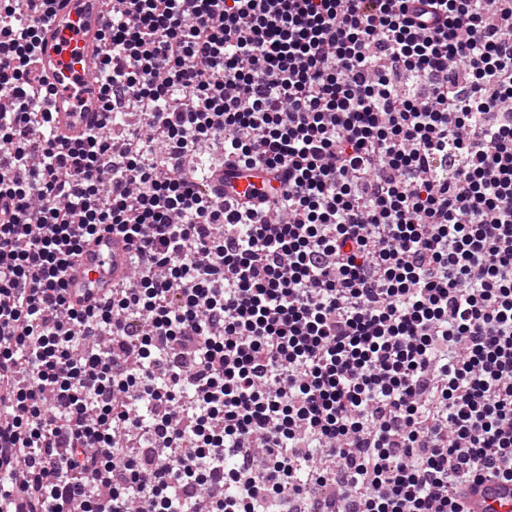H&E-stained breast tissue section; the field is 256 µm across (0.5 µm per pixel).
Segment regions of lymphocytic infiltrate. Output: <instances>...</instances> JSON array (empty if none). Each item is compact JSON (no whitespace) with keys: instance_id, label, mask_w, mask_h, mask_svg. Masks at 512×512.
<instances>
[{"instance_id":"1","label":"lymphocytic infiltrate","mask_w":512,"mask_h":512,"mask_svg":"<svg viewBox=\"0 0 512 512\" xmlns=\"http://www.w3.org/2000/svg\"><path fill=\"white\" fill-rule=\"evenodd\" d=\"M53 2L0 0V512L512 482V0H119L74 142L32 67ZM230 162L288 181L235 205ZM106 228L135 272L74 308Z\"/></svg>"}]
</instances>
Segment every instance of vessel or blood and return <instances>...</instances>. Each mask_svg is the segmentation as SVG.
Masks as SVG:
<instances>
[{
    "label": "vessel or blood",
    "mask_w": 512,
    "mask_h": 512,
    "mask_svg": "<svg viewBox=\"0 0 512 512\" xmlns=\"http://www.w3.org/2000/svg\"><path fill=\"white\" fill-rule=\"evenodd\" d=\"M106 24L104 0H57L39 25L35 70L54 84L47 102L57 135L75 138L94 129L101 119L99 86L94 74L100 62ZM284 181L282 173L261 168L225 166L211 180L225 199L259 204L272 198ZM130 246L118 233L104 230L88 241L71 262L65 280L74 307L88 306L128 279ZM466 512H512V483L500 480L472 484Z\"/></svg>",
    "instance_id": "1"
}]
</instances>
